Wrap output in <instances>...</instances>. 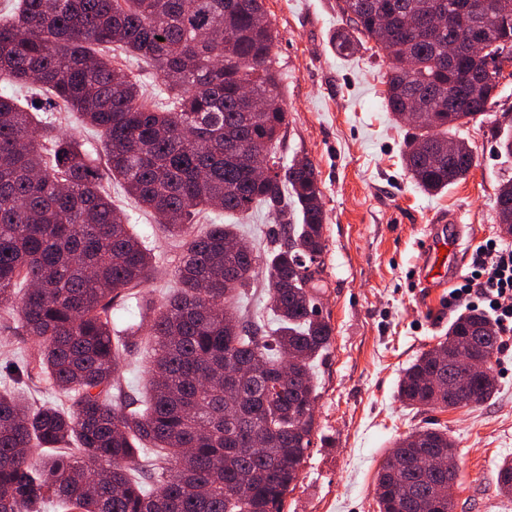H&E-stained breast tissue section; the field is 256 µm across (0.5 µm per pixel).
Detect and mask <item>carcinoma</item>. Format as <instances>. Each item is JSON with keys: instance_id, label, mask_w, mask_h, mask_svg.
Instances as JSON below:
<instances>
[{"instance_id": "obj_1", "label": "carcinoma", "mask_w": 512, "mask_h": 512, "mask_svg": "<svg viewBox=\"0 0 512 512\" xmlns=\"http://www.w3.org/2000/svg\"><path fill=\"white\" fill-rule=\"evenodd\" d=\"M454 0H336L345 27L336 50L372 40L390 58L385 107L403 119L418 101L403 162L424 191L466 178L473 152L448 161L431 149L486 115L488 56L453 65L448 29L434 18ZM489 53L512 47V11L488 0ZM162 40H157V37ZM264 0H18L0 20V77L34 84L104 138V166L78 138L38 119L37 106L0 96V310L18 335L36 336L40 373L71 407H33L0 392V512H282L312 445L315 362L332 328L320 315L325 212L312 163L286 165L276 144L288 109ZM121 49L158 75L167 98L147 102L140 81L112 64ZM267 157L271 172L253 175ZM109 175L182 248L179 287L158 302L141 291L150 250L102 186ZM276 219L266 277L276 327L244 316L252 249L230 250L233 224L197 227L203 210ZM136 299L139 321L112 329V305ZM152 346L150 401L140 411L118 384L121 357ZM494 324L460 314L444 339L405 370L399 398L429 409L479 404L487 375L457 391L466 360L498 353ZM240 366L236 394L224 369ZM395 442L377 472L379 512H454L450 474L429 463L456 457L448 432ZM53 453L41 461L31 448ZM512 495V460L498 466Z\"/></svg>"}]
</instances>
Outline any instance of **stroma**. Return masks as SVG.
Listing matches in <instances>:
<instances>
[{
    "mask_svg": "<svg viewBox=\"0 0 512 512\" xmlns=\"http://www.w3.org/2000/svg\"><path fill=\"white\" fill-rule=\"evenodd\" d=\"M265 9L288 107L280 155L286 163L307 158L322 190L328 252L320 312L333 330L314 374L312 445L283 512H378L381 462L397 439L424 426L446 429L455 442V512H512V497L496 483L498 465L512 459V335L501 337L490 364L499 392L488 402L428 411L397 398L404 369L444 337L460 312L446 304L447 289L422 285L429 257L420 239L428 225L441 211L456 210L469 249L488 238L512 247L495 208L501 181L512 178V161L497 146L503 131H512V77L501 81L488 118L460 132L475 157L466 180L430 195L403 166L408 126L384 106L385 52L337 53L336 0H265ZM108 189L153 254L156 273L147 289L162 300L177 286L180 251L116 184ZM39 354L37 342L0 319V392H21L37 406L64 405L49 381L21 377ZM150 358V348L140 346L118 373L124 391L141 403Z\"/></svg>",
    "mask_w": 512,
    "mask_h": 512,
    "instance_id": "1",
    "label": "stroma"
}]
</instances>
